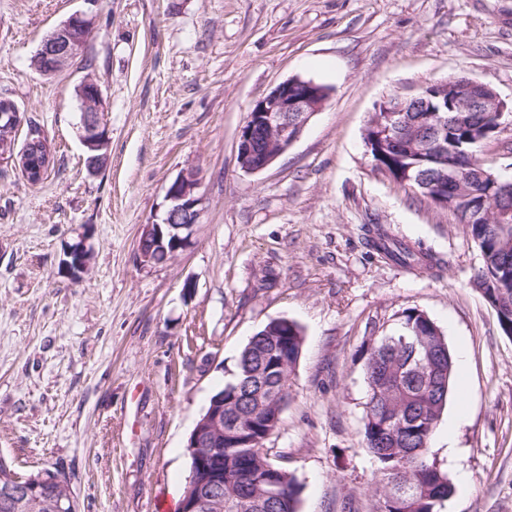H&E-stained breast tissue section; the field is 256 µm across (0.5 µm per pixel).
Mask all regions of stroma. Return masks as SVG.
I'll list each match as a JSON object with an SVG mask.
<instances>
[{"instance_id":"stroma-1","label":"stroma","mask_w":512,"mask_h":512,"mask_svg":"<svg viewBox=\"0 0 512 512\" xmlns=\"http://www.w3.org/2000/svg\"><path fill=\"white\" fill-rule=\"evenodd\" d=\"M86 7L0 0V94L55 148L36 186L0 165V455L65 477L78 512H174L211 394L255 333L288 319L303 344L264 446L300 482V512H380L365 363L416 309L465 355L430 445L455 484L441 512H512V337L473 285L481 253L452 213L377 171L363 139L386 98L463 75L507 104L478 154L512 168V0H99L82 55L41 75L42 39ZM89 73L111 137L94 177L77 135ZM296 76L329 86L327 105L267 169L243 172L247 113ZM187 168L201 176L192 241L140 263L142 226ZM376 224L428 264L381 258ZM81 234L93 261L74 282L59 263Z\"/></svg>"}]
</instances>
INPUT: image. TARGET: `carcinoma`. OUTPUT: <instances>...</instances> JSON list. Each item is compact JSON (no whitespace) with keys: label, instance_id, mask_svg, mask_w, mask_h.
I'll use <instances>...</instances> for the list:
<instances>
[{"label":"carcinoma","instance_id":"obj_1","mask_svg":"<svg viewBox=\"0 0 512 512\" xmlns=\"http://www.w3.org/2000/svg\"><path fill=\"white\" fill-rule=\"evenodd\" d=\"M420 112L406 113L403 125L391 138L379 139L374 119H369L364 140L375 167L385 170L405 191L412 194L439 193L445 177L456 176L460 184L446 195L448 210L464 225L479 247L483 265L473 283L483 297L499 305L498 322L503 333L512 327V227L495 220L496 212L512 205V175L498 184L483 177L492 173L474 160L475 148L495 127L490 112H444L445 128L440 145L418 151L414 145L424 138ZM373 247L387 260L410 267L415 253L372 229ZM416 327L434 341L433 367L419 365L425 354L413 348ZM391 344L370 358L366 367L369 397L365 406L364 435L367 447L383 470L384 512H439L455 493V486L429 457V444L440 415L448 402L454 374V360L445 336L424 312H402ZM299 325L288 322L266 334L259 330L243 348L231 383L217 390L224 401L234 398L230 386H237L259 371L262 360L277 352L279 344L295 351L302 346ZM42 485L35 497L14 494L20 478ZM302 487L294 474L268 457L263 448H224V490L207 499L203 512H299ZM72 491L56 480V474L39 471L18 474L0 457V512H61Z\"/></svg>","mask_w":512,"mask_h":512}]
</instances>
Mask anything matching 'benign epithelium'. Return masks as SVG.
<instances>
[{"label": "benign epithelium", "instance_id": "benign-epithelium-1", "mask_svg": "<svg viewBox=\"0 0 512 512\" xmlns=\"http://www.w3.org/2000/svg\"><path fill=\"white\" fill-rule=\"evenodd\" d=\"M96 14L78 11L57 26L41 42L36 62L41 68L59 73L67 69L79 56L81 42L88 39L95 27ZM474 89L470 97L471 109L492 112L502 119L507 104L493 90L471 80ZM80 93V121L78 134L88 156V171L105 159L101 152L110 148L109 129L103 120L105 99L99 82L87 75L77 86ZM330 92L311 79L289 78L275 86L257 101L240 126L237 137V161L242 171L255 174L268 168L300 137L312 116L321 111ZM448 102V82L428 83L412 93L397 95L383 102L381 109L388 113V123L396 125L401 114L411 111L410 105L421 101L426 112H441L443 107L431 103L433 98ZM15 127L25 124L26 118L18 104L7 95H0V120ZM55 162V148L46 131L40 126H29L20 143L13 141L0 151V163H6L30 184L40 183ZM198 174L193 169L181 171L169 184L165 193V208L157 221L143 225L137 243L140 262L152 264L154 253L163 252L172 259L191 241L195 224L199 223L201 198L197 190ZM61 267L73 279H79L89 268V247L79 237L67 249ZM279 395L266 385L248 387L235 406L232 428L224 429V396L212 399L207 413L197 421L187 447L206 448L215 436L242 439L255 426L253 406L274 404Z\"/></svg>", "mask_w": 512, "mask_h": 512}]
</instances>
